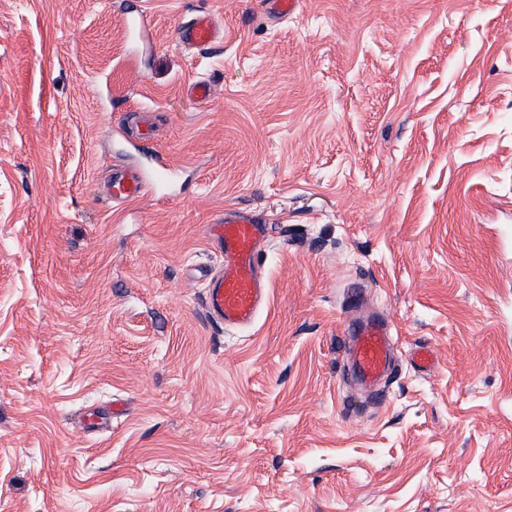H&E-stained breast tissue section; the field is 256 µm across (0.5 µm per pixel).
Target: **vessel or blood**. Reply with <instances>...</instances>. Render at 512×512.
<instances>
[{
  "label": "vessel or blood",
  "instance_id": "obj_1",
  "mask_svg": "<svg viewBox=\"0 0 512 512\" xmlns=\"http://www.w3.org/2000/svg\"><path fill=\"white\" fill-rule=\"evenodd\" d=\"M219 37L215 16L207 11L196 14L182 27L180 40L197 50L211 48ZM170 164H162L157 175H113V202L139 198L153 178L174 175ZM209 238L223 259L218 274L205 285V306L211 321L227 328L250 327L258 316L267 290L258 272V247L264 238L260 219L244 210H230L209 227ZM347 359L358 383L376 390L393 370L397 361L396 342L387 324L380 318H364L347 329Z\"/></svg>",
  "mask_w": 512,
  "mask_h": 512
}]
</instances>
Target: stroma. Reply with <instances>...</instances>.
Masks as SVG:
<instances>
[{
	"mask_svg": "<svg viewBox=\"0 0 512 512\" xmlns=\"http://www.w3.org/2000/svg\"><path fill=\"white\" fill-rule=\"evenodd\" d=\"M228 209L267 226L246 329L204 307ZM0 512H512V0H0ZM218 38L219 28L216 17L208 11L196 14L179 33V39L184 44L197 50L210 49ZM178 169L172 167L168 161L161 165V170L156 174H113L112 176V202L124 203L139 198L146 192L151 183H155L160 179L169 178L174 175ZM155 176L153 179L152 177ZM347 359L358 383L369 391L393 370L397 361L396 342L380 318L366 317L347 329Z\"/></svg>",
	"mask_w": 512,
	"mask_h": 512,
	"instance_id": "1",
	"label": "stroma"
}]
</instances>
